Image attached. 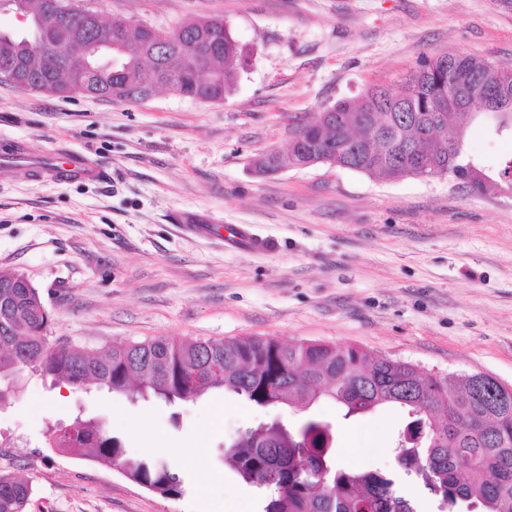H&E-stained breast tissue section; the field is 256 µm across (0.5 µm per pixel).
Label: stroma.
Masks as SVG:
<instances>
[{"label":"stroma","mask_w":512,"mask_h":512,"mask_svg":"<svg viewBox=\"0 0 512 512\" xmlns=\"http://www.w3.org/2000/svg\"><path fill=\"white\" fill-rule=\"evenodd\" d=\"M104 18L156 29L223 19L247 62L222 102L160 89L144 102L61 98L0 82V155L79 153L100 182L50 183L0 165V269L23 273L52 340L88 350L152 338L274 337L356 345L439 374L512 385V197L454 180H385L326 164L261 175L295 130L338 100L398 85L422 55L512 66L503 0H85ZM469 154L492 166L512 133L484 123ZM231 225L272 247L224 240ZM338 430L349 467L395 466L405 411L343 419L335 402L261 409L234 394L169 406L25 369L0 403V471L29 479L28 512H259L218 451L247 425L309 415ZM104 421L130 454L175 464L162 497L120 471L49 446L75 418Z\"/></svg>","instance_id":"1"}]
</instances>
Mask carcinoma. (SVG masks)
Listing matches in <instances>:
<instances>
[{"mask_svg": "<svg viewBox=\"0 0 512 512\" xmlns=\"http://www.w3.org/2000/svg\"><path fill=\"white\" fill-rule=\"evenodd\" d=\"M86 39L104 45L89 82L72 90L49 76L52 62L42 49L29 48L32 31L0 37V66L23 56L31 90L52 95L73 92L137 104L145 100L125 89L145 75L149 34L143 25L87 17ZM182 38L162 70L161 87L200 102H219L245 63L224 20L212 18L179 26ZM217 45L204 70L181 67L188 46ZM479 76L487 92L501 83L493 63L468 55L424 56L401 80V91L375 85L325 109L296 130L302 141L287 155L271 153L258 170L317 165L320 160L368 176L446 177L474 195L512 194V156L487 168L465 147L471 123L490 115L494 130H512V112H494L478 101L470 111L449 106L458 87L448 78ZM16 273L0 270V378L25 368L74 387L96 384L132 399L154 396L169 404L194 401L223 391L261 408L302 405L323 398L345 409L344 417L382 406L407 409L400 432L397 469H352L336 458V433L329 421L308 417L299 427L282 421L249 426L224 447V466L243 484L263 493L261 512H418L408 485L425 491L434 512H512V392L489 416L467 385L424 372L401 360L376 357L356 346L283 344L272 338L149 341L114 344L88 351L52 342V317L38 308L35 292L10 288ZM50 443L104 466H117L131 481L162 496L184 492L181 474L166 461L131 457L120 438L98 420L77 418L52 433ZM32 484L0 472V512H27Z\"/></svg>", "mask_w": 512, "mask_h": 512, "instance_id": "obj_1", "label": "carcinoma"}]
</instances>
